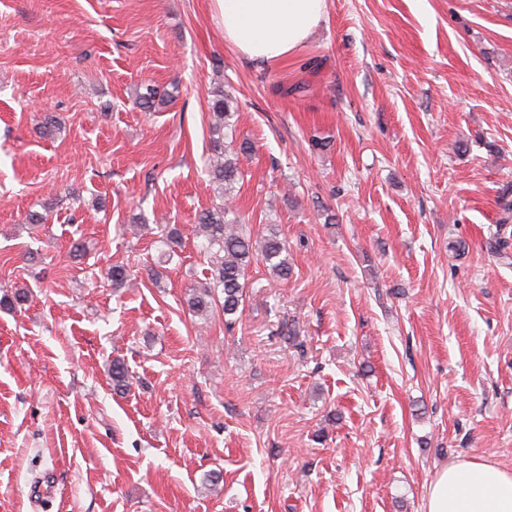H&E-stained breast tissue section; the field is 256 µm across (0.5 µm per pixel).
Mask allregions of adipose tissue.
<instances>
[{
    "mask_svg": "<svg viewBox=\"0 0 512 512\" xmlns=\"http://www.w3.org/2000/svg\"><path fill=\"white\" fill-rule=\"evenodd\" d=\"M224 40L241 56L271 62L302 48L324 22L328 0H213ZM426 512H512V471L479 460L436 474Z\"/></svg>",
    "mask_w": 512,
    "mask_h": 512,
    "instance_id": "obj_1",
    "label": "adipose tissue"
}]
</instances>
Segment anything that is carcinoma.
<instances>
[{
    "label": "carcinoma",
    "mask_w": 512,
    "mask_h": 512,
    "mask_svg": "<svg viewBox=\"0 0 512 512\" xmlns=\"http://www.w3.org/2000/svg\"><path fill=\"white\" fill-rule=\"evenodd\" d=\"M211 123L210 156L206 173L214 194L223 203L202 212L195 225L196 235L202 238V248L209 258L210 276L189 289L187 306L193 316L205 319L216 309L224 313V323H236L244 304L247 272L252 263L260 261L270 274L286 279L291 273L288 249L276 231L261 240L251 238L240 216L227 205L233 199L235 185L241 177L240 156L252 151L250 143L233 140L235 116L233 98L217 91L209 102ZM130 273L123 265H114L107 272V280L114 288H122ZM112 388L123 392L129 387L127 365L120 359L109 366Z\"/></svg>",
    "instance_id": "1"
}]
</instances>
